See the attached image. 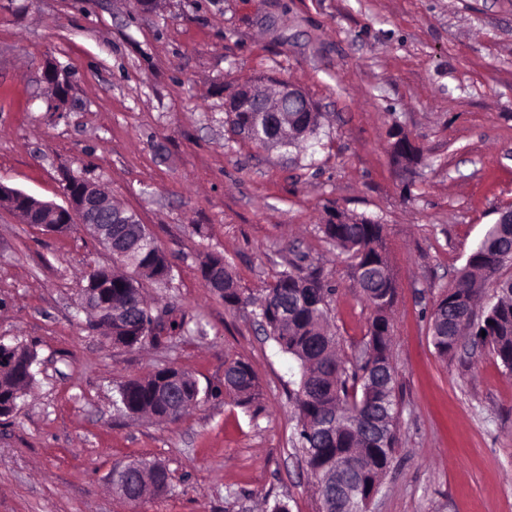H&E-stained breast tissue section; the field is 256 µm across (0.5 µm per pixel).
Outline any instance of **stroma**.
Returning a JSON list of instances; mask_svg holds the SVG:
<instances>
[{
  "label": "stroma",
  "mask_w": 512,
  "mask_h": 512,
  "mask_svg": "<svg viewBox=\"0 0 512 512\" xmlns=\"http://www.w3.org/2000/svg\"><path fill=\"white\" fill-rule=\"evenodd\" d=\"M68 96L50 108L49 68ZM287 80L322 114L307 150L231 131L241 85ZM419 150L409 168L392 144ZM137 213L172 278L145 283L165 328L106 342L78 309L90 234L49 233L0 209V341L37 353L35 381L0 417V512H319L291 401L298 367L251 307L230 308L199 268L218 253L261 297L299 261L330 285L345 357L372 311L352 259L320 230L333 210L387 226L399 446L368 512H512V375L487 350L439 357L434 305L499 208L512 206V0H0V183L62 202L64 174ZM249 362L260 409L224 390ZM202 401L157 423L116 404L161 368ZM158 461L160 496L130 506L114 465Z\"/></svg>",
  "instance_id": "obj_1"
}]
</instances>
